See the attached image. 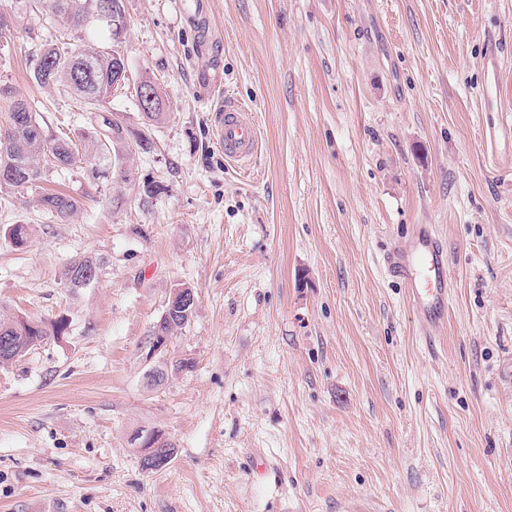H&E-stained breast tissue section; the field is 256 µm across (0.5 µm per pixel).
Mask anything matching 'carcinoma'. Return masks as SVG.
<instances>
[{"instance_id":"obj_1","label":"carcinoma","mask_w":512,"mask_h":512,"mask_svg":"<svg viewBox=\"0 0 512 512\" xmlns=\"http://www.w3.org/2000/svg\"><path fill=\"white\" fill-rule=\"evenodd\" d=\"M32 9L46 7L51 26L57 32L32 56V79L43 87L62 86L74 95L88 114L91 132L86 142H77L67 133L48 130L29 110L23 100L12 102L8 112L6 134L0 133V171L7 170L20 177L15 188L35 186L42 179L41 163L67 168L84 159L91 161L96 154L114 148L115 143H126L127 150H147L149 138L140 132L133 141L123 135L122 129L101 113L108 111L116 87L112 84L115 56L122 55L121 44L125 29V15L108 24L112 34L110 42H72L70 34L84 27L95 0H27ZM43 209L68 218L77 211V200L65 192H47L40 197ZM99 262L91 255L71 260L64 269L61 283L65 288H85L98 276ZM66 322L62 319L46 324L37 323V329L25 331L17 328L14 318L0 316V336H10L17 348L29 351L49 338L63 335Z\"/></svg>"}]
</instances>
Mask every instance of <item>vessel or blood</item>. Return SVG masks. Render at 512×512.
<instances>
[{
  "instance_id": "b4317fda",
  "label": "vessel or blood",
  "mask_w": 512,
  "mask_h": 512,
  "mask_svg": "<svg viewBox=\"0 0 512 512\" xmlns=\"http://www.w3.org/2000/svg\"><path fill=\"white\" fill-rule=\"evenodd\" d=\"M484 86L481 109L499 113L500 119L487 123L485 138L490 143L488 159L500 169L512 168V115L501 112V58L497 52H487L482 59ZM214 129L224 154L246 163L258 148V132L250 113L228 97L215 105ZM390 274L400 277L420 317L422 329L441 324L447 313L451 280L439 239L423 229L413 238L395 244L386 257Z\"/></svg>"
}]
</instances>
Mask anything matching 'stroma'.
Segmentation results:
<instances>
[{
    "mask_svg": "<svg viewBox=\"0 0 512 512\" xmlns=\"http://www.w3.org/2000/svg\"><path fill=\"white\" fill-rule=\"evenodd\" d=\"M123 6L107 117L150 149L119 185L108 153L45 167L40 189L79 202L65 219L0 187V314L67 323L0 366V512H512V175L480 110L494 43L512 111V0ZM51 34L0 0V124L22 99L87 134L69 91L29 78ZM227 96L258 124L245 170L213 140ZM422 224L452 276L426 334L385 267ZM86 254L98 278L63 288ZM177 284L196 306L167 358L194 367L156 386L143 345ZM151 429L177 448L157 471L130 442Z\"/></svg>",
    "mask_w": 512,
    "mask_h": 512,
    "instance_id": "stroma-1",
    "label": "stroma"
}]
</instances>
